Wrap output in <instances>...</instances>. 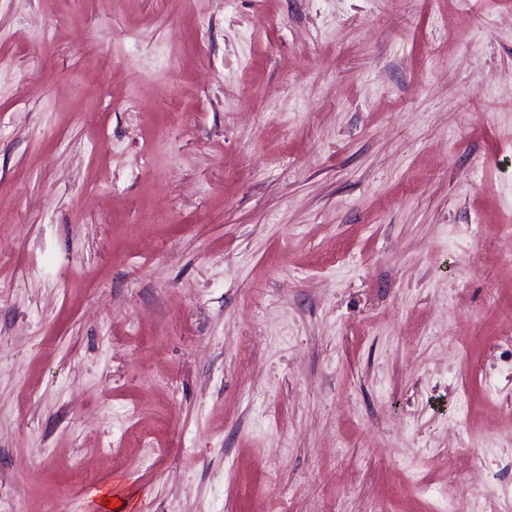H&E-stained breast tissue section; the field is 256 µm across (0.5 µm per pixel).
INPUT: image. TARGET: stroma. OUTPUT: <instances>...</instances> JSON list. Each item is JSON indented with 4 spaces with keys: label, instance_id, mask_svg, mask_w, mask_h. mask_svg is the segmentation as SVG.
<instances>
[{
    "label": "stroma",
    "instance_id": "stroma-1",
    "mask_svg": "<svg viewBox=\"0 0 512 512\" xmlns=\"http://www.w3.org/2000/svg\"><path fill=\"white\" fill-rule=\"evenodd\" d=\"M512 512V0H0V512Z\"/></svg>",
    "mask_w": 512,
    "mask_h": 512
}]
</instances>
